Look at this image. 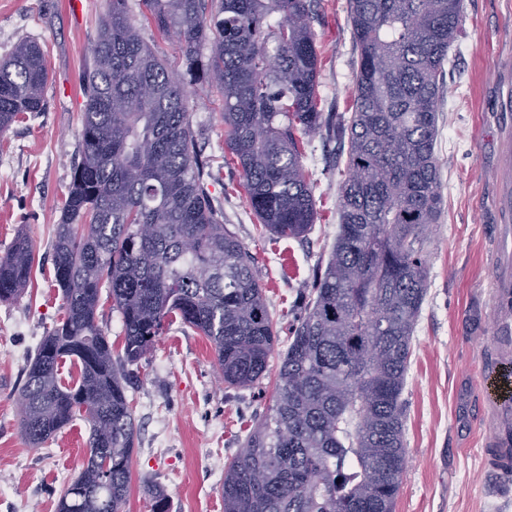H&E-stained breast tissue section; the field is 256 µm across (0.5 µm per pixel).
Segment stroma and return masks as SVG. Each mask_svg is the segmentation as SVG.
<instances>
[{
  "label": "stroma",
  "mask_w": 512,
  "mask_h": 512,
  "mask_svg": "<svg viewBox=\"0 0 512 512\" xmlns=\"http://www.w3.org/2000/svg\"><path fill=\"white\" fill-rule=\"evenodd\" d=\"M319 2L320 108L346 116L355 59L347 0ZM105 9V0H0V58L30 40L45 51L50 73L45 111L0 137V255L21 231L35 250L31 285L0 302V512H57L87 456L89 426L80 417L32 447L19 428V390L37 344L63 315L52 240L73 175L80 76ZM450 57L435 146L444 213L425 250L430 287L403 394L407 467L395 512H512L504 480L480 459L488 434L481 377L497 321L491 284L512 271V259H491L497 232L512 227V207L503 203L512 185L505 170L512 160V0H464ZM222 110L214 91L191 110L214 174L209 194L255 259L280 339L261 384L234 389L224 385L206 337L178 321L165 326L134 365L137 381L128 389L138 434L124 512H149L150 485L165 490L169 512H224V467L274 403L298 301L311 292L338 230L346 153L325 136L311 139L304 164L317 219L306 239L272 240L238 189L237 166L224 159Z\"/></svg>",
  "instance_id": "stroma-1"
}]
</instances>
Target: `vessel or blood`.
Here are the masks:
<instances>
[{
	"instance_id": "b4317fda",
	"label": "vessel or blood",
	"mask_w": 512,
	"mask_h": 512,
	"mask_svg": "<svg viewBox=\"0 0 512 512\" xmlns=\"http://www.w3.org/2000/svg\"><path fill=\"white\" fill-rule=\"evenodd\" d=\"M496 357L503 363L487 370L486 377L499 392L498 402L489 406V435L484 442L483 465L491 472L512 473V371L506 363L512 359V318L498 322L492 340Z\"/></svg>"
}]
</instances>
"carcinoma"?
Returning <instances> with one entry per match:
<instances>
[{
    "label": "carcinoma",
    "mask_w": 512,
    "mask_h": 512,
    "mask_svg": "<svg viewBox=\"0 0 512 512\" xmlns=\"http://www.w3.org/2000/svg\"><path fill=\"white\" fill-rule=\"evenodd\" d=\"M461 2L349 0L347 119L319 109L318 0H142L140 20L128 0H106L55 228L64 317L42 337L21 391L31 446L77 416L89 425L87 457L57 512H123L127 500L137 426L125 370L97 322L102 287L122 316L128 365L178 319L211 342L227 387L250 389L278 341L254 258L213 207L196 151L190 100L213 87L224 145L272 235L301 239L315 223L310 138L324 131L347 144L329 260L292 325L273 406L224 468V512H394L407 465L403 393L429 288L424 247L443 214L435 144ZM145 24L176 45L183 74L143 40ZM48 81L36 42L0 60V137L44 111ZM33 264L20 233L0 256V301L22 293ZM68 360L79 379L66 386ZM147 497L150 512H169L163 488Z\"/></svg>",
    "instance_id": "carcinoma-1"
}]
</instances>
